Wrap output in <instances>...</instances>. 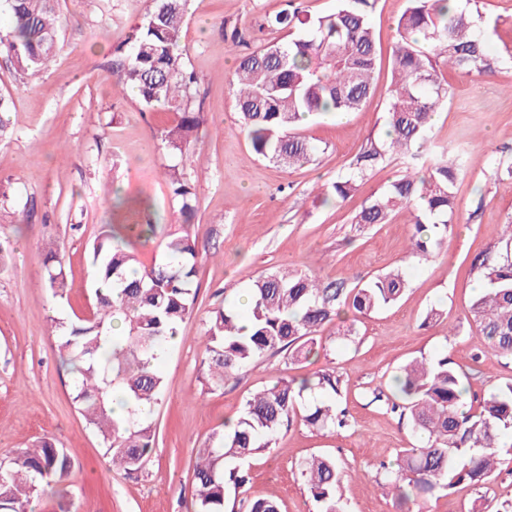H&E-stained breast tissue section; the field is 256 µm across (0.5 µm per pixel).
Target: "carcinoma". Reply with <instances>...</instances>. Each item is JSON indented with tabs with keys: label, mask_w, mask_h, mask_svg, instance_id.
I'll return each mask as SVG.
<instances>
[{
	"label": "carcinoma",
	"mask_w": 512,
	"mask_h": 512,
	"mask_svg": "<svg viewBox=\"0 0 512 512\" xmlns=\"http://www.w3.org/2000/svg\"><path fill=\"white\" fill-rule=\"evenodd\" d=\"M12 26L0 34V51L17 70L37 75L58 56L56 0H4ZM395 27L392 83L385 109V135L368 139L357 155L354 173L341 176L326 198L344 201L393 156L414 157L433 139L436 112L449 99L440 65L468 75L489 76L498 59L486 47L484 31L472 11L453 9L448 0H405ZM376 0H343L336 11L311 17L283 10L264 19L272 31L290 38L237 58L235 102L252 150L264 160L293 167L314 161L316 148L294 132L308 119L360 110L374 87L380 62L370 15ZM183 0H152L125 43L113 52V73L148 110L174 114L162 141L185 160L194 152L205 119L191 107L199 78L180 48ZM462 151L435 152L423 171H409L391 182L355 214V224H386L394 212L411 208V254L429 258L452 229L456 215L453 187L467 168ZM165 184L178 201L186 228L167 234L158 258L147 266L134 244L155 232L153 224H105L90 250L97 288L92 313L75 321H56L62 364L68 370L73 400L101 435L109 462L129 474L143 471L156 442L152 415L165 381L160 364L182 324L194 311L201 254L194 223L196 195L179 165L168 166ZM65 257L48 244L45 287L64 298L68 282ZM472 270L487 291L469 314L495 357L512 358V216L500 237L474 257ZM111 285L105 290L103 286ZM408 282L400 271L371 278L355 288L325 282L306 271L273 268L251 280L252 307L229 302L205 321L203 345L208 388L248 370L269 352L293 361L306 359L324 323L347 312L367 315L396 304ZM391 412L407 420L417 445L397 454L387 470L391 494L420 497L437 489L490 481L503 432L512 430V384L492 391L477 406L468 404L463 377L448 356L415 361L395 377ZM121 395L127 415L112 410ZM342 381L332 368L311 377L282 379L245 401L232 425L212 435L194 468L195 512H226L229 496H242L244 512H280L273 499L252 494L244 464L276 444L297 411L317 431L348 426L340 406ZM74 462L65 448L43 438L0 460V512H28L32 497L62 486ZM301 475L318 512H344L338 490L342 470L336 459L313 456Z\"/></svg>",
	"instance_id": "1"
}]
</instances>
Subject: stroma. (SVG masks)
Instances as JSON below:
<instances>
[{
  "instance_id": "obj_1",
  "label": "stroma",
  "mask_w": 512,
  "mask_h": 512,
  "mask_svg": "<svg viewBox=\"0 0 512 512\" xmlns=\"http://www.w3.org/2000/svg\"><path fill=\"white\" fill-rule=\"evenodd\" d=\"M295 6L312 16L336 10L339 0H188L181 45L200 82L192 104L207 119L199 157L185 169L197 199L192 226L203 259L195 312L162 366L165 389L153 421L158 444L143 473L110 466L100 436L78 411L70 377L51 334L53 320L69 321L93 306L86 246L105 224H157L177 229L179 205L162 179L173 157L161 134L167 112L142 108L112 70V51L143 18L150 0H57L61 51L39 78L28 79L0 55V96L13 101L0 140V459L48 437L74 461L70 491L77 512H189L200 448L224 421L234 419L255 392L279 379L335 368L342 379L347 429L323 434L295 421L275 446L253 456L252 491L275 498L281 512H317L300 474L301 463L322 453L344 471V512H403L382 484L387 467L415 438L405 420L374 398L390 393L399 367L413 359L448 355L468 373V400L512 383V359L498 358L467 311L479 282L472 259L486 250L512 216V179L496 177L489 159L512 157V0H479L494 74L475 77L443 68L450 101L434 117L435 149L470 157L457 178V222L427 261L409 253L411 215L389 223L354 224L361 204L401 175L409 159H394L359 181L343 202L321 195L349 174L367 138L383 133L390 75L377 69L374 90L360 111L300 126L316 147L313 164L282 167L259 158L238 121L231 78L236 54L275 40L264 16ZM240 46H232V35ZM139 206L116 210L114 187ZM160 235L138 246L143 262L160 252ZM65 249L74 284L53 298L43 283L45 241ZM287 265L352 288L401 270L405 297L370 315L348 314L321 328L322 347L308 360L262 358L246 373L208 389L203 380L205 319L251 277ZM436 321L425 322L430 309ZM352 325L353 336L343 334ZM423 512H512V435L504 434L491 481L422 497Z\"/></svg>"
}]
</instances>
